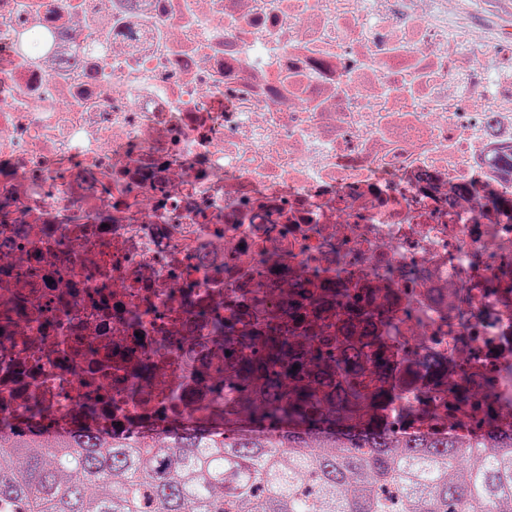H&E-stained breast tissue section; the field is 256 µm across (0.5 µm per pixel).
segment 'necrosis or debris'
Here are the masks:
<instances>
[{
  "label": "necrosis or debris",
  "instance_id": "1",
  "mask_svg": "<svg viewBox=\"0 0 512 512\" xmlns=\"http://www.w3.org/2000/svg\"><path fill=\"white\" fill-rule=\"evenodd\" d=\"M457 0H0V434L149 411L282 268L512 399V29ZM453 391L402 390L389 421Z\"/></svg>",
  "mask_w": 512,
  "mask_h": 512
}]
</instances>
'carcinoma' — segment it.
Segmentation results:
<instances>
[{
	"label": "carcinoma",
	"instance_id": "carcinoma-1",
	"mask_svg": "<svg viewBox=\"0 0 512 512\" xmlns=\"http://www.w3.org/2000/svg\"><path fill=\"white\" fill-rule=\"evenodd\" d=\"M336 283L288 272L275 297L241 304L214 323L247 349L224 363L218 398L190 424L165 418L150 442L145 413L110 437L82 427L47 452L0 443V503L18 512H512V423L485 395L486 436L472 443L425 430L441 415L409 413L398 432L382 409L404 385L385 354L390 311L353 303L336 310ZM448 388V364L426 370Z\"/></svg>",
	"mask_w": 512,
	"mask_h": 512
}]
</instances>
